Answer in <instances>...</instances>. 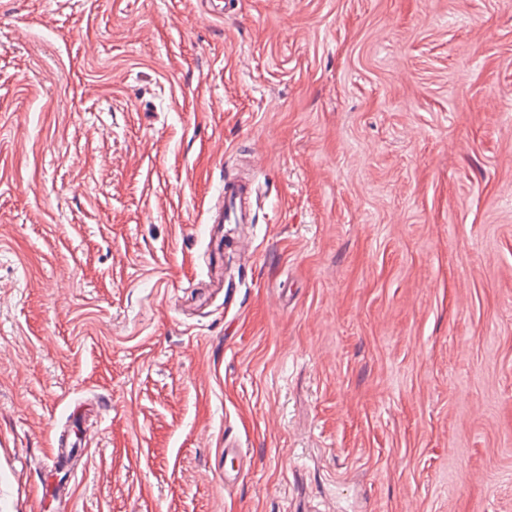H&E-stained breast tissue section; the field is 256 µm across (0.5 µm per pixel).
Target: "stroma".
<instances>
[{"mask_svg":"<svg viewBox=\"0 0 512 512\" xmlns=\"http://www.w3.org/2000/svg\"><path fill=\"white\" fill-rule=\"evenodd\" d=\"M0 512H512V0H0ZM258 189L252 178L244 176L224 180V188L220 195L223 203L219 208L210 211L212 224H248L254 199Z\"/></svg>","mask_w":512,"mask_h":512,"instance_id":"stroma-1","label":"stroma"}]
</instances>
